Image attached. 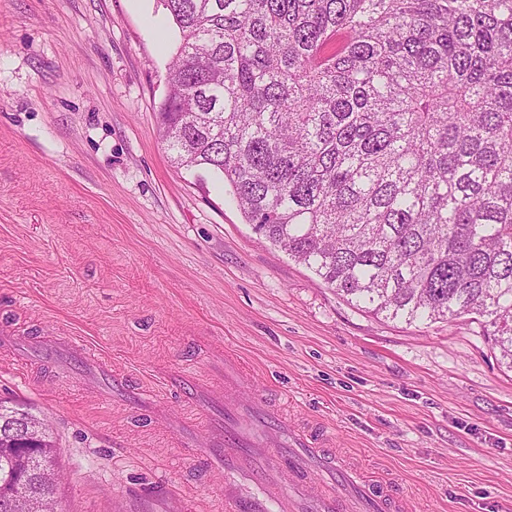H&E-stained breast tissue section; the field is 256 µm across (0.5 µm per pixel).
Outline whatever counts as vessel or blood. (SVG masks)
<instances>
[{
  "label": "vessel or blood",
  "instance_id": "vessel-or-blood-1",
  "mask_svg": "<svg viewBox=\"0 0 512 512\" xmlns=\"http://www.w3.org/2000/svg\"><path fill=\"white\" fill-rule=\"evenodd\" d=\"M38 348L67 358L91 360L85 340L48 336ZM93 363L99 379L113 391L143 400L141 391L130 389L125 378L110 368ZM188 401H207L224 411L222 444L189 449V456L224 471V512H271L273 500L287 501L290 512H403L402 499L391 488L366 480L339 456L324 452L315 429L301 428L265 403L245 404L240 396L251 382L242 364L224 359V390L206 393L192 381L189 366L169 379Z\"/></svg>",
  "mask_w": 512,
  "mask_h": 512
}]
</instances>
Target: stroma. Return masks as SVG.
<instances>
[{
    "label": "stroma",
    "mask_w": 512,
    "mask_h": 512,
    "mask_svg": "<svg viewBox=\"0 0 512 512\" xmlns=\"http://www.w3.org/2000/svg\"><path fill=\"white\" fill-rule=\"evenodd\" d=\"M180 41L163 0H0V328L82 336L196 426L162 386L216 353L391 482L407 512H512V369L483 327L357 308L256 234L222 179L176 167L160 105ZM0 398L47 418L61 512H224V476L108 403L79 367L0 352Z\"/></svg>",
    "instance_id": "stroma-1"
}]
</instances>
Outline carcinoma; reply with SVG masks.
Returning <instances> with one entry per match:
<instances>
[{"instance_id":"carcinoma-1","label":"carcinoma","mask_w":512,"mask_h":512,"mask_svg":"<svg viewBox=\"0 0 512 512\" xmlns=\"http://www.w3.org/2000/svg\"><path fill=\"white\" fill-rule=\"evenodd\" d=\"M181 43L173 162L355 306L485 319L512 368V0H165ZM0 512L62 477L49 430L8 443Z\"/></svg>"}]
</instances>
